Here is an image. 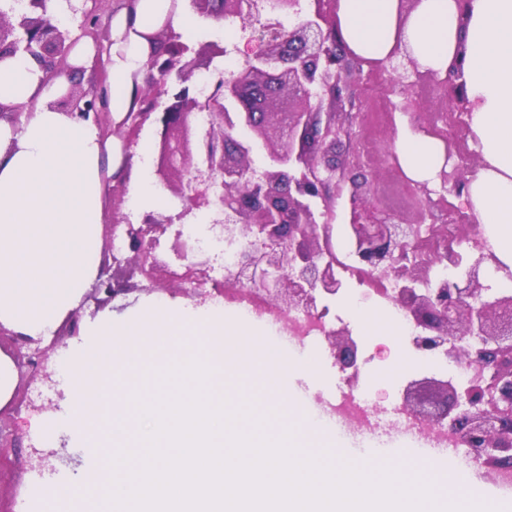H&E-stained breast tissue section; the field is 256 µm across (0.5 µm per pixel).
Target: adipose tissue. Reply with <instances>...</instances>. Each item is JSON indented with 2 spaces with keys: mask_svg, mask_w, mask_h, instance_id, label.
<instances>
[{
  "mask_svg": "<svg viewBox=\"0 0 512 512\" xmlns=\"http://www.w3.org/2000/svg\"><path fill=\"white\" fill-rule=\"evenodd\" d=\"M173 0H130L113 20L109 57L112 109L131 106L132 77L143 70L145 33L164 20L182 24ZM343 44L367 61L404 40L424 68L447 76L463 61L474 103L470 129L482 165L461 195L483 224L498 258L512 268V0H418L408 19L398 0H338ZM67 80H46L30 58L0 61V101L21 106L19 124L0 122V325L21 336H51L81 300L99 268L103 169H115L98 129L53 109ZM408 178L434 180L446 161L442 143L404 131L396 145Z\"/></svg>",
  "mask_w": 512,
  "mask_h": 512,
  "instance_id": "ef3b65f1",
  "label": "adipose tissue"
}]
</instances>
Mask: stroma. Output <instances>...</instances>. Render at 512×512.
I'll return each mask as SVG.
<instances>
[{"label":"stroma","instance_id":"35a3bbf8","mask_svg":"<svg viewBox=\"0 0 512 512\" xmlns=\"http://www.w3.org/2000/svg\"><path fill=\"white\" fill-rule=\"evenodd\" d=\"M126 0H97L95 12L98 16L94 31H86L82 15L70 14L60 18V25L69 29L73 38L93 45L99 59L96 71L87 72L79 80L80 89L90 91L101 83V75L108 69L109 34L114 16ZM348 99L345 103L346 123L349 137L338 145L337 154L359 151L365 137L362 117L367 113L378 112L382 103L393 105V116L377 121L372 134L374 149L368 162L362 163L360 174L370 183V207L381 220L392 224H444L448 221L446 211L434 207L433 202L447 198L458 203L459 196L453 186L433 183L430 198L418 201L408 198L404 203L392 202L389 194L393 188L407 187L409 179L396 157L395 149L403 129L425 130L430 118L436 114L449 117L450 131L466 140L467 148L454 156L450 170L466 172L473 161L480 158L478 143L472 136L468 115L459 103L453 102L451 93L441 79L415 76L403 77L393 72L388 64L362 62L354 64L353 72L347 80ZM116 149H129L131 160L125 165L119 177L108 179V193L104 195L105 223H141L148 214L157 216L170 212L168 201L171 194L163 189L154 172L155 130L151 124H144L138 140L132 146H124L115 141ZM143 178L150 185L153 200L131 204L129 187L132 181ZM191 298L176 288H166L154 292L133 291L118 296L108 305L113 318L123 319L142 312L149 304L175 305L190 303ZM76 319H65L56 326L54 334L58 344L51 352L47 369L55 383H62L67 353L79 342L80 336L74 332V325H85L95 320L99 312L93 301L79 304ZM345 326L359 346L361 356L360 372L354 379H347L336 366L328 342H321L318 351L299 346L293 340H285L287 356L295 362L307 357L317 360V372L304 375L296 371L288 374V394L290 398L310 416L322 419L329 412L328 403L331 391L349 385L354 389H366L365 405L375 414L400 406L412 382L443 380L447 374L432 366L410 369L395 379L379 378L374 385H366V374L370 367L385 364L396 349L380 334L381 324L369 325L353 317H345ZM41 382L26 378L16 379L9 399L0 404V426L13 434L15 445L7 449L5 458L0 459V512H27L30 495L38 486L51 482L75 480L83 466L85 451L80 448L75 434L71 431L67 411L69 402L65 397H56V408L52 413L53 429L49 434L31 432L30 421L35 413L29 407L31 400L37 399L42 391ZM50 442L57 451L53 469L38 470L31 465L33 449ZM379 448L390 456L441 459L448 451L409 434L393 430L381 438Z\"/></svg>","mask_w":512,"mask_h":512}]
</instances>
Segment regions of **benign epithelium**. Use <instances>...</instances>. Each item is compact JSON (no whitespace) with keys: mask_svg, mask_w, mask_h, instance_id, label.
I'll list each match as a JSON object with an SVG mask.
<instances>
[{"mask_svg":"<svg viewBox=\"0 0 512 512\" xmlns=\"http://www.w3.org/2000/svg\"><path fill=\"white\" fill-rule=\"evenodd\" d=\"M49 0H30L21 15L0 12V60L24 54L35 60L49 80L75 72L68 58L74 42L67 29L47 25ZM199 16L215 23L234 17L242 23L260 12L249 0H187ZM276 14L293 21L261 27L257 47L244 54L239 69L219 77L206 98L195 86L197 74L208 70L226 50L217 42L189 44L169 22L145 35L151 46L145 85L137 86L146 103L143 112H128L106 127L107 92L88 96L76 85L53 103L67 115L92 119L102 135L113 134L131 145L147 121L157 136L156 174L180 201L175 217L146 216L134 226L108 224L105 248L125 239V254L102 263L89 298L103 307L133 289L139 275L142 290L180 288L199 299L210 259H200L176 274L155 250L160 237L203 207L215 206L212 227L245 242L221 289L252 287L268 315L281 318L293 310L309 317L328 312L324 302L342 287L335 252V225L317 222L314 202L331 215L337 192H347L351 222L346 225L350 254L359 269L376 272L393 285L391 301L404 310L417 335L415 347L431 357L444 354L474 375L463 390L449 380L414 384L402 409L436 431H453L467 455L496 475H512V292L496 293L484 285L490 270L512 277L488 241L462 255L460 243L471 237L465 229L448 237L442 224H388L372 217L367 205L368 182L346 178L350 161L336 155L345 134L340 86L345 52L336 27V0H274ZM392 71L421 74L406 46L396 42L387 57ZM208 113L201 126L196 114ZM268 163L252 166L255 150ZM172 250L179 260L200 249L180 232ZM459 268V279L434 288L433 268ZM331 354L341 372L358 371V344L345 327L327 330ZM52 345L37 347L18 371L45 372Z\"/></svg>","mask_w":512,"mask_h":512,"instance_id":"benign-epithelium-1","label":"benign epithelium"}]
</instances>
